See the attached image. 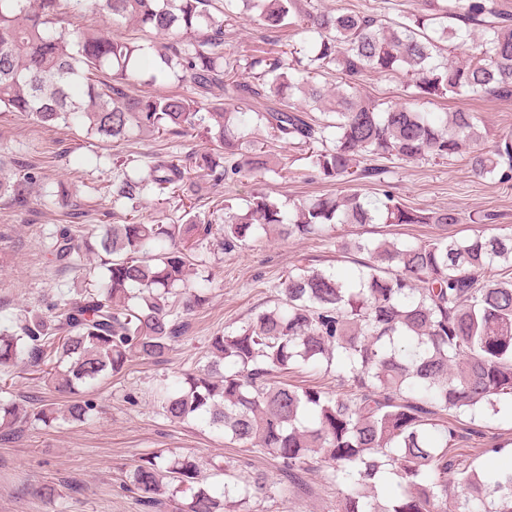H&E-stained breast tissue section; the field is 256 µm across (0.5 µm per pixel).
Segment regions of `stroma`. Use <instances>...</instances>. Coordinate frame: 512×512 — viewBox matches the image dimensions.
<instances>
[{
  "mask_svg": "<svg viewBox=\"0 0 512 512\" xmlns=\"http://www.w3.org/2000/svg\"><path fill=\"white\" fill-rule=\"evenodd\" d=\"M431 111L477 112L487 129L485 148L503 139L512 140V97L489 99L457 97L439 99ZM109 146L89 143L82 131L64 127L43 129L33 121L5 112L0 114V154L12 167L39 164L48 179H64L76 185L89 214L86 230H94L103 212H112L113 223L124 220L123 211L112 208L108 186L112 167ZM281 160V174L271 180L257 176L218 187L217 193L232 204L258 192L283 203L312 196L346 192V185L305 178L303 149L274 147ZM355 189L368 193L386 189L406 205L420 209L454 208L461 223L403 224L385 230L387 239L414 243L444 236L458 238L483 228L489 234L512 232V180L498 182L475 175L465 158L449 161H417L388 165L383 179L356 181ZM58 206L31 204L23 209L0 201V249L13 255L12 264L0 271V317L21 306L45 308L59 290L69 288L75 273L60 274L50 266L43 243L50 225L60 223ZM375 226H335L332 238H283L277 233L249 240L241 249L225 252L212 244L198 249L202 271L212 278L210 299L194 315L188 338L175 345L164 362L133 360L121 375L100 385L103 412L90 425L56 423L29 428L0 437V512H56L53 500L32 494L33 486L47 484L65 496V512H146L125 484V472L139 457L153 453L194 456L203 465L228 461L248 462L280 483L273 498H256L240 512H333L343 488L318 469L304 476L306 491L284 482L279 465L270 455L225 444L209 429L193 422L173 423L160 414L154 387L160 378L203 364L210 336L233 331L255 314L273 307L277 288L296 264L330 269L342 261L334 246L336 237L375 236ZM506 444L503 454H485L490 438ZM457 451L475 465L512 467V411L494 416L463 418Z\"/></svg>",
  "mask_w": 512,
  "mask_h": 512,
  "instance_id": "stroma-1",
  "label": "stroma"
}]
</instances>
